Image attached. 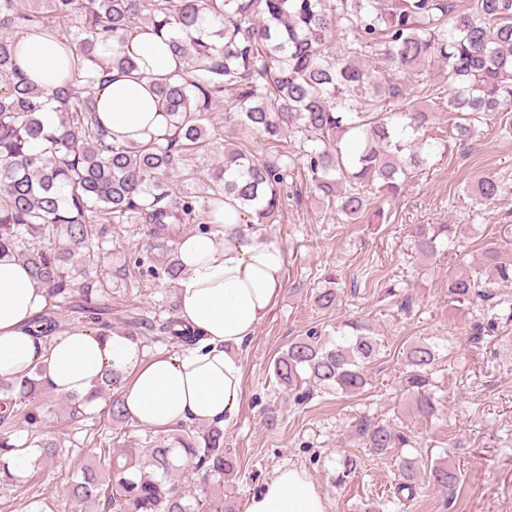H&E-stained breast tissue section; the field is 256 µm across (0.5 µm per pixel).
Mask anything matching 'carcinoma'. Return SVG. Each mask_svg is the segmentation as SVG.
Masks as SVG:
<instances>
[{
  "label": "carcinoma",
  "instance_id": "1",
  "mask_svg": "<svg viewBox=\"0 0 512 512\" xmlns=\"http://www.w3.org/2000/svg\"><path fill=\"white\" fill-rule=\"evenodd\" d=\"M170 33L178 69L155 86L169 128L161 138L139 144L107 140L96 122L94 88L112 67L134 69L123 55L125 36L136 26ZM51 36L77 50V77L47 96L12 64L21 33ZM113 40L112 62L96 54ZM374 64H369L366 57ZM443 68L454 90L443 102L459 116L457 134L512 107V0H0V251L11 250L47 289L49 301L76 305L99 323L107 294L95 280L78 286L68 262L98 267L97 215L109 224H143L154 234L172 235L175 224L209 229L214 214L230 200L250 224H273L285 200L300 197L298 178L318 198L353 223L368 211L383 220L377 200L400 193L427 159L412 149L411 137L428 130L436 108L416 103L400 112L384 110L386 99L406 96L402 78L425 67ZM224 107V126L212 112ZM53 111L58 122L45 120ZM256 135L254 145L224 148V159L205 160L224 137L223 129ZM297 138L296 153L285 140ZM199 184L201 194L188 190ZM477 200L492 203L501 186L482 176L469 186ZM467 224L419 225L415 245L436 254L439 237H463ZM512 283V254L494 243L480 261L448 275V299L460 304L490 299L486 286ZM314 301L330 311L341 289L318 288ZM36 332L48 337L59 322L43 313ZM381 343L368 325L349 319L336 336L316 330L292 341L275 361L285 387L302 380L324 392L358 393L365 367ZM438 360L436 346L406 348L404 388L416 413L426 419L436 405L430 390ZM43 366L16 380H0V485L14 481L5 454L14 449L6 430L24 422L40 432L48 386ZM121 381L108 374L93 393L106 400L107 417L127 421ZM358 435L377 454L409 443L388 424L362 420ZM104 468H89L71 483V503L101 501L108 512H235L219 485L237 461L224 448L220 423L179 422L167 441L150 448H123L105 455ZM342 485L359 467L355 455L336 461ZM397 495L413 492L419 468L400 457ZM200 476L194 489L181 483L185 468ZM433 485L455 493V466L430 467Z\"/></svg>",
  "mask_w": 512,
  "mask_h": 512
}]
</instances>
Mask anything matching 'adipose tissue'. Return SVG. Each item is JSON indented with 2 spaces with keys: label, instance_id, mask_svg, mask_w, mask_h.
<instances>
[{
  "label": "adipose tissue",
  "instance_id": "obj_1",
  "mask_svg": "<svg viewBox=\"0 0 512 512\" xmlns=\"http://www.w3.org/2000/svg\"><path fill=\"white\" fill-rule=\"evenodd\" d=\"M123 50L135 69H113L111 82L96 87L97 118L118 140L147 142L168 128L153 86L177 64L164 36L149 26L130 30ZM14 63L48 91L71 74L63 46L41 35L19 36ZM175 248L177 314L198 339L178 354L151 357L139 340L100 327H75L49 341L33 335L46 292L14 253L0 252V380L42 364L56 394L82 398L112 371L123 377L121 397L138 426L163 429L190 419L232 427L243 392L242 353L285 287V257L229 205L213 229L186 234ZM247 512H327V505L303 472L286 468L250 497Z\"/></svg>",
  "mask_w": 512,
  "mask_h": 512
}]
</instances>
